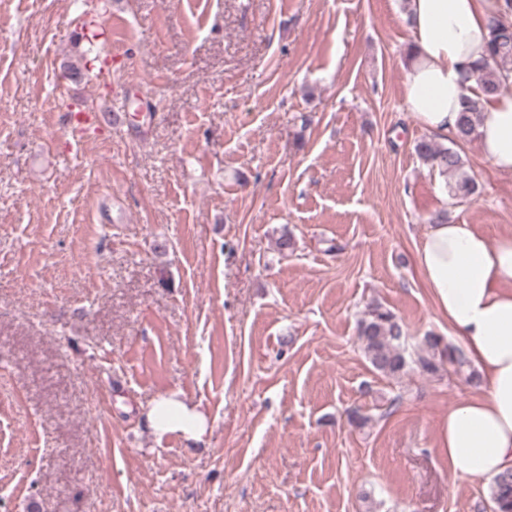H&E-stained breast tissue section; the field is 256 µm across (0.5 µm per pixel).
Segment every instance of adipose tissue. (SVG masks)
<instances>
[{
  "label": "adipose tissue",
  "instance_id": "obj_1",
  "mask_svg": "<svg viewBox=\"0 0 512 512\" xmlns=\"http://www.w3.org/2000/svg\"><path fill=\"white\" fill-rule=\"evenodd\" d=\"M503 0H406L413 35L404 97L410 115L432 136L455 129L459 102L473 86L471 71L486 54L490 18ZM508 89L489 97L480 115L482 155L512 173V71ZM417 262L439 314L466 349L484 391L449 408L439 429L453 478L489 483L512 470V235L495 239L470 224L433 225ZM146 419L157 436L197 440L208 418L181 392L150 402Z\"/></svg>",
  "mask_w": 512,
  "mask_h": 512
}]
</instances>
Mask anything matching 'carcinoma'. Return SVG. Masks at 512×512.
Returning <instances> with one entry per match:
<instances>
[{"label": "carcinoma", "mask_w": 512, "mask_h": 512, "mask_svg": "<svg viewBox=\"0 0 512 512\" xmlns=\"http://www.w3.org/2000/svg\"><path fill=\"white\" fill-rule=\"evenodd\" d=\"M507 63H512V0H505V10L489 22L486 57L475 65L472 72L478 91L461 97L460 113L453 132L454 142L467 143L478 137L483 101L507 89L500 79ZM415 152L441 175L455 177V181L449 184L452 195L467 197L475 192L473 180L463 172V159L454 149L425 138L416 142ZM358 338L362 353L372 368L390 378H400L411 371L435 376L447 365L457 372L471 366L462 349L443 343L440 336L428 334L419 344L408 345L399 318L377 302L368 306L360 320ZM490 497L495 512H512L511 471L495 479Z\"/></svg>", "instance_id": "1"}]
</instances>
